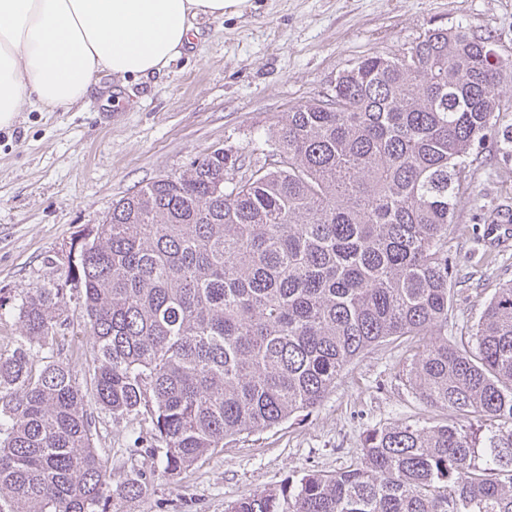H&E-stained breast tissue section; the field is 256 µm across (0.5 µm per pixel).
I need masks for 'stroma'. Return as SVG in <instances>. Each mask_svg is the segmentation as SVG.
Returning a JSON list of instances; mask_svg holds the SVG:
<instances>
[{"instance_id":"stroma-1","label":"stroma","mask_w":512,"mask_h":512,"mask_svg":"<svg viewBox=\"0 0 512 512\" xmlns=\"http://www.w3.org/2000/svg\"><path fill=\"white\" fill-rule=\"evenodd\" d=\"M460 24L491 37L506 64L500 122L511 125L512 0H255L243 16L200 22L199 40L163 73L123 82L100 75L80 111L26 108L0 130V353L19 333L21 292L71 288L72 244L118 200L218 147L248 162L261 157L282 112L330 94L344 69L367 55L399 53L428 29ZM470 174V195L448 227L457 268L448 337L456 342L469 340L495 291L512 280V242H487L494 214L512 209V154L486 141ZM414 345L401 338L365 351L316 408L226 439L175 477L163 474L159 459L129 456L128 420L96 412L113 485L147 477L139 497L113 499L114 512H225L288 477L348 469L369 430L451 422L408 381Z\"/></svg>"}]
</instances>
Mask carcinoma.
I'll list each match as a JSON object with an SVG mask.
<instances>
[{"label":"carcinoma","instance_id":"carcinoma-1","mask_svg":"<svg viewBox=\"0 0 512 512\" xmlns=\"http://www.w3.org/2000/svg\"><path fill=\"white\" fill-rule=\"evenodd\" d=\"M491 37L431 29L367 55L331 98L282 113L271 161L216 148L116 202L74 243L92 355L55 359L61 288L21 298L0 353V512H108L109 448L87 397L138 421L130 454L175 477L224 440L319 405L345 365L422 336L409 382L451 424L366 432L359 463L313 471L229 512H512V283L448 341V224L499 123ZM86 387H81L78 377Z\"/></svg>","mask_w":512,"mask_h":512}]
</instances>
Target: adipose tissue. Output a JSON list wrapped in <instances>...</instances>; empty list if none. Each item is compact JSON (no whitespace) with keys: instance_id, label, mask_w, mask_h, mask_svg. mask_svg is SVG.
Returning a JSON list of instances; mask_svg holds the SVG:
<instances>
[{"instance_id":"1","label":"adipose tissue","mask_w":512,"mask_h":512,"mask_svg":"<svg viewBox=\"0 0 512 512\" xmlns=\"http://www.w3.org/2000/svg\"><path fill=\"white\" fill-rule=\"evenodd\" d=\"M252 7L253 0H0V129L28 105L80 106L98 73L162 72L199 37V21Z\"/></svg>"}]
</instances>
